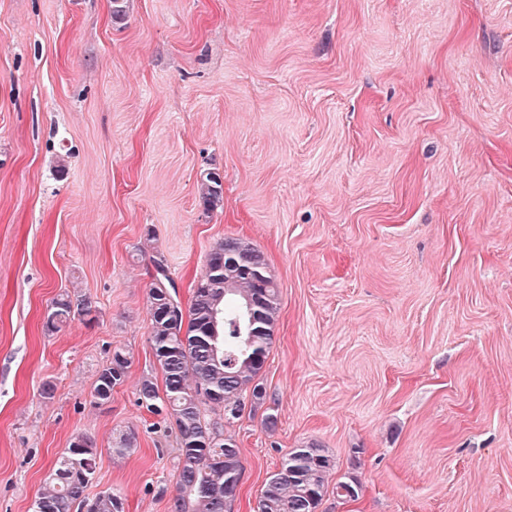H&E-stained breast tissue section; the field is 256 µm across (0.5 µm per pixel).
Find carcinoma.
<instances>
[{
  "instance_id": "carcinoma-1",
  "label": "carcinoma",
  "mask_w": 512,
  "mask_h": 512,
  "mask_svg": "<svg viewBox=\"0 0 512 512\" xmlns=\"http://www.w3.org/2000/svg\"><path fill=\"white\" fill-rule=\"evenodd\" d=\"M221 192L214 177L199 186L207 207L220 200ZM154 267L149 342L163 386L145 375L138 404L161 417L153 427L175 434L173 512H230L243 464L237 440L225 429L266 401L261 375L275 340L280 292L264 253L241 238L227 237L211 248L206 272L186 307L164 263L156 260ZM92 313L88 298L61 293L45 330L55 333L77 317L92 320ZM131 363L130 353L114 350L97 373L93 405L111 399ZM137 443L133 430H121L113 453L121 457ZM97 465L93 441L74 437L54 461L34 512H125L123 498L110 489L92 498L86 494ZM335 467V458L317 444L291 449L265 482L255 512H317Z\"/></svg>"
}]
</instances>
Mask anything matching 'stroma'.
<instances>
[{
  "mask_svg": "<svg viewBox=\"0 0 512 512\" xmlns=\"http://www.w3.org/2000/svg\"><path fill=\"white\" fill-rule=\"evenodd\" d=\"M121 4L0 0V512H33L78 435L88 495L170 512L137 403L154 262L188 300L227 237L281 298L231 512L310 442L362 484L320 512H512V0ZM65 291L96 319L46 333ZM117 348L128 377L93 406Z\"/></svg>",
  "mask_w": 512,
  "mask_h": 512,
  "instance_id": "35a3bbf8",
  "label": "stroma"
}]
</instances>
